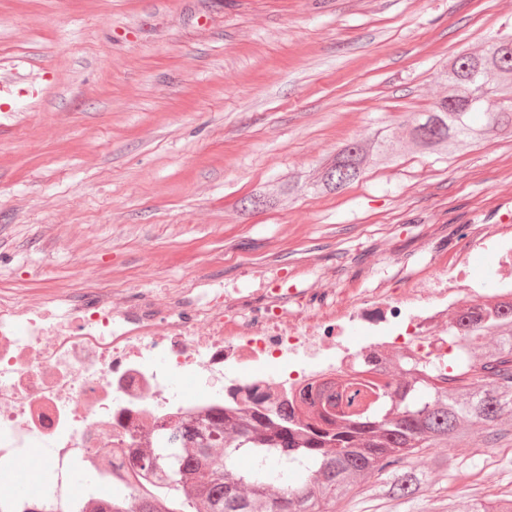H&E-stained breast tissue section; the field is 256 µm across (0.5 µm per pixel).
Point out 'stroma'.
Masks as SVG:
<instances>
[{
    "label": "stroma",
    "instance_id": "stroma-1",
    "mask_svg": "<svg viewBox=\"0 0 512 512\" xmlns=\"http://www.w3.org/2000/svg\"><path fill=\"white\" fill-rule=\"evenodd\" d=\"M509 31L512 0H0V288L192 283L235 289L241 310L267 267L303 272L316 309L376 275L451 268L458 226L512 217V138L407 149L247 217L237 202L345 141L406 137L453 94L448 61ZM408 463L426 496L395 512L456 506L479 476L510 494L512 423Z\"/></svg>",
    "mask_w": 512,
    "mask_h": 512
}]
</instances>
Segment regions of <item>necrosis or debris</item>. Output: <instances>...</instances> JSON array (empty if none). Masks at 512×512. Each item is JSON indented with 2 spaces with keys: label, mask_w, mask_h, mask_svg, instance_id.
Segmentation results:
<instances>
[{
  "label": "necrosis or debris",
  "mask_w": 512,
  "mask_h": 512,
  "mask_svg": "<svg viewBox=\"0 0 512 512\" xmlns=\"http://www.w3.org/2000/svg\"><path fill=\"white\" fill-rule=\"evenodd\" d=\"M455 267L313 314L290 308L296 285L260 289L261 306L228 319L230 289L161 292L103 285L31 301L0 289V480L34 461L50 480L0 491V512H93L105 493L132 500L159 485L137 456L160 429L226 413L254 417L356 369L386 374L412 358L448 365V322L512 303V224L468 225ZM493 249L495 270H473ZM359 340H351L350 331Z\"/></svg>",
  "instance_id": "1"
}]
</instances>
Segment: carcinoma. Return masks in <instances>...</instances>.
Returning a JSON list of instances; mask_svg holds the SVG:
<instances>
[{
  "instance_id": "1",
  "label": "carcinoma",
  "mask_w": 512,
  "mask_h": 512,
  "mask_svg": "<svg viewBox=\"0 0 512 512\" xmlns=\"http://www.w3.org/2000/svg\"><path fill=\"white\" fill-rule=\"evenodd\" d=\"M512 75V34L481 54L461 53L440 72L455 88L411 121L410 144L422 153L451 155L472 142L512 137V97L500 78ZM465 90H477L483 104H470ZM493 103L496 111H485ZM393 132L343 144L313 179L287 175L276 194L258 190L240 200L250 214L274 208L281 197L310 191L328 194L360 179L371 165L398 164ZM454 351L448 371L416 360L396 364V380L380 392L356 378H336L318 388L319 405L307 421L294 423L286 401L255 418L215 416L200 426L164 429L159 452L136 465L164 473L158 495L140 498L112 512H336V501L353 486L390 474L385 495L423 498L426 477L403 461L448 441H461L512 421V304L486 310L467 331L448 324ZM246 455L242 469L236 459ZM197 474V481L184 478ZM478 506L468 498L454 512H512V495Z\"/></svg>"
}]
</instances>
